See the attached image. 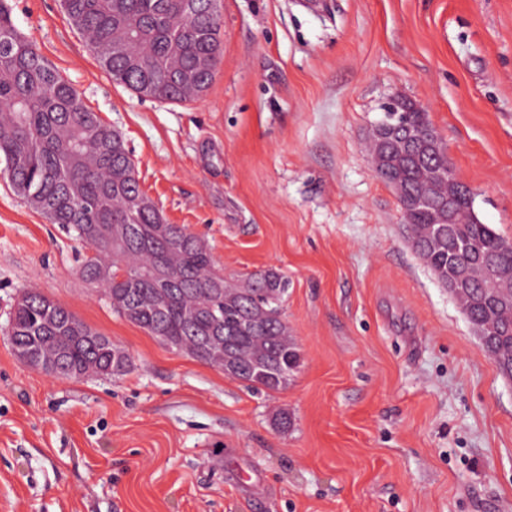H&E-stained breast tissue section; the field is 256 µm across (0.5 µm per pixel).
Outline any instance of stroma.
<instances>
[{"mask_svg":"<svg viewBox=\"0 0 512 512\" xmlns=\"http://www.w3.org/2000/svg\"><path fill=\"white\" fill-rule=\"evenodd\" d=\"M9 4L227 283L288 276L301 363L258 392L120 317L79 275L88 247L0 173V512H512V380L366 151L383 104L412 100L478 220L512 239V0H222L214 80L183 103L113 83L61 0ZM23 289L109 337L128 372L21 364Z\"/></svg>","mask_w":512,"mask_h":512,"instance_id":"obj_1","label":"stroma"}]
</instances>
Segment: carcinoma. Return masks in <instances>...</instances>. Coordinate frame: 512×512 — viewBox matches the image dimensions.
I'll list each match as a JSON object with an SVG mask.
<instances>
[{"mask_svg": "<svg viewBox=\"0 0 512 512\" xmlns=\"http://www.w3.org/2000/svg\"><path fill=\"white\" fill-rule=\"evenodd\" d=\"M217 0H62L113 82L141 96L185 102L210 87L223 52ZM386 129L396 147L402 132L423 126L414 104ZM413 154L393 168L404 194L419 188ZM0 162L13 191L52 224L73 231L93 256L82 277L121 317L165 344L224 371L249 387L278 391L300 365L283 303L288 277L274 269L224 285L207 245L166 222L141 191L119 132L86 107L77 90L46 61L0 0ZM456 222L432 224L427 212L405 214L413 250L445 283L454 269L491 257L512 275V240L481 223L469 193L454 206ZM9 340L59 359L60 379L121 376L128 356L103 334L40 293L24 291ZM484 344L493 356L512 345V323Z\"/></svg>", "mask_w": 512, "mask_h": 512, "instance_id": "obj_1", "label": "carcinoma"}]
</instances>
